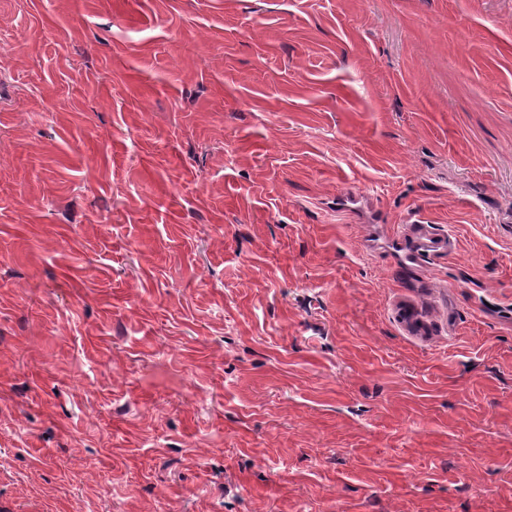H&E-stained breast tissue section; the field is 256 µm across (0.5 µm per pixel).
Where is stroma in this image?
<instances>
[{
	"label": "stroma",
	"mask_w": 512,
	"mask_h": 512,
	"mask_svg": "<svg viewBox=\"0 0 512 512\" xmlns=\"http://www.w3.org/2000/svg\"><path fill=\"white\" fill-rule=\"evenodd\" d=\"M0 512H512V0H0ZM401 230L389 236L398 267L408 263L417 265L424 256L446 253L451 242L446 236L431 232L429 226L420 220H407Z\"/></svg>",
	"instance_id": "obj_1"
}]
</instances>
